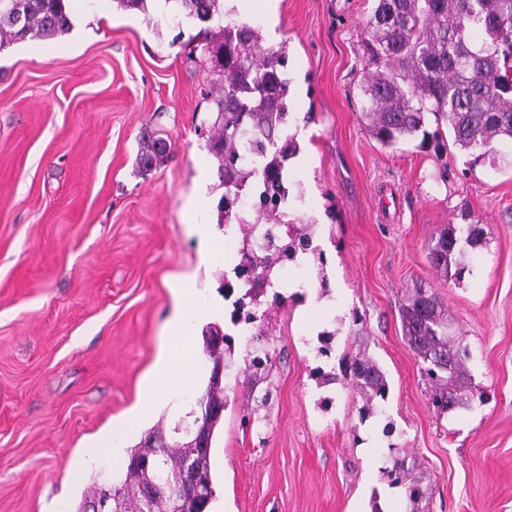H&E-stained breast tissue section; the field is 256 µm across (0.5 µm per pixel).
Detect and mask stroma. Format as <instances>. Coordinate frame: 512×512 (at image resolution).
I'll return each instance as SVG.
<instances>
[{
    "label": "stroma",
    "mask_w": 512,
    "mask_h": 512,
    "mask_svg": "<svg viewBox=\"0 0 512 512\" xmlns=\"http://www.w3.org/2000/svg\"><path fill=\"white\" fill-rule=\"evenodd\" d=\"M374 6L228 8L265 45L288 46L284 134L299 158L284 221L309 228L319 250L288 264L305 288L266 289L248 326L231 320L222 251L202 260L188 216L200 170L201 221L216 223L224 193L207 150L211 77L188 55L199 22L169 0H81L89 31L0 48V512H74L112 468L88 463L75 482L71 461L135 409L144 419L126 447L158 423L168 444L187 441L210 368L200 332L175 360L198 368L186 400L142 403L178 288L222 304L218 324L234 340L210 512H512V147L478 159L372 137L360 84ZM147 134L168 153L144 172ZM448 223L484 229L457 281L428 259ZM418 286L439 297L478 396L442 415L401 326ZM358 354L388 383L366 419L345 376ZM256 355L265 369L252 368ZM398 460L421 481L416 503L389 477Z\"/></svg>",
    "instance_id": "stroma-1"
}]
</instances>
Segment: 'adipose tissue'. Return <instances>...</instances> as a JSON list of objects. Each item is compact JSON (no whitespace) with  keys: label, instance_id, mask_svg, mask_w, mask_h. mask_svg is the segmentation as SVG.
<instances>
[{"label":"adipose tissue","instance_id":"adipose-tissue-1","mask_svg":"<svg viewBox=\"0 0 512 512\" xmlns=\"http://www.w3.org/2000/svg\"><path fill=\"white\" fill-rule=\"evenodd\" d=\"M176 296L179 308L167 324L160 343L159 360L149 381L147 396L151 399L162 397L178 400L192 387L195 370L175 367L174 360L194 326L212 319L220 312L218 305L199 302L189 289H177Z\"/></svg>","mask_w":512,"mask_h":512}]
</instances>
